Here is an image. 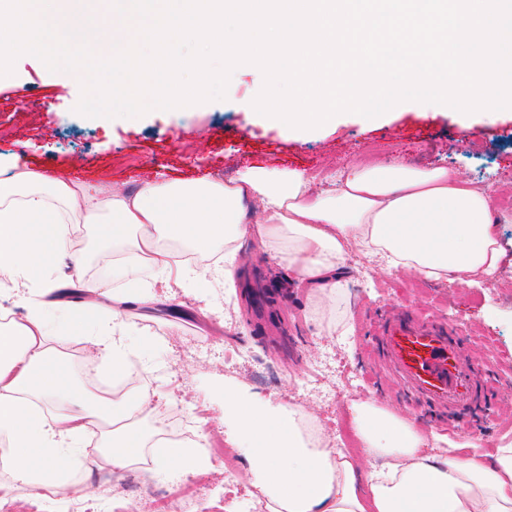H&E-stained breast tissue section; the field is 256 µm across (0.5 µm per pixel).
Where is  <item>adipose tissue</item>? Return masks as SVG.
Wrapping results in <instances>:
<instances>
[{"instance_id": "obj_1", "label": "adipose tissue", "mask_w": 512, "mask_h": 512, "mask_svg": "<svg viewBox=\"0 0 512 512\" xmlns=\"http://www.w3.org/2000/svg\"><path fill=\"white\" fill-rule=\"evenodd\" d=\"M493 221L489 193L444 167L395 161L353 167L335 189L321 192L304 172L265 168L228 183L157 179L129 192L54 182L18 158L0 159V277L20 297L30 286L54 292L52 272L63 253L74 284L102 295V284L84 276V254L68 247L75 224L94 225L99 240L112 246L113 272L128 280L149 267L186 277L165 247L173 239L205 251L224 248L231 259L233 243L254 237L326 305L334 326L346 316L350 247L429 282L461 274L491 281L507 256ZM126 304V295L113 294L110 315L92 326L86 309L68 316L111 365L117 385L131 382L154 344L150 337L140 348L125 343ZM47 309L29 303L24 322L0 327V434L10 441L0 464L25 497L58 495L65 484L60 463L68 457L101 458L117 473L146 455L166 476L174 456L184 470L209 467L205 445L176 450L146 431L154 412L149 396L131 390L118 400L82 398L50 343ZM44 400L55 404L54 412L42 410ZM349 410L365 454L380 463L365 485L355 462L322 447L308 413L225 386L223 417L236 429L237 447L248 451L249 478L270 512H512V441L487 458L433 452L412 422L371 399H356Z\"/></svg>"}]
</instances>
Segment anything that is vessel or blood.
Instances as JSON below:
<instances>
[{
	"mask_svg": "<svg viewBox=\"0 0 512 512\" xmlns=\"http://www.w3.org/2000/svg\"><path fill=\"white\" fill-rule=\"evenodd\" d=\"M379 334L391 362L419 397L447 406L469 397L472 372L449 341L447 325L427 327L404 317L385 322Z\"/></svg>",
	"mask_w": 512,
	"mask_h": 512,
	"instance_id": "1",
	"label": "vessel or blood"
}]
</instances>
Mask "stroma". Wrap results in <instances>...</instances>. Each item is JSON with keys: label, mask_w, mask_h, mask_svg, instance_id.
Returning a JSON list of instances; mask_svg holds the SVG:
<instances>
[{"label": "stroma", "mask_w": 512, "mask_h": 512, "mask_svg": "<svg viewBox=\"0 0 512 512\" xmlns=\"http://www.w3.org/2000/svg\"><path fill=\"white\" fill-rule=\"evenodd\" d=\"M263 84L260 68L243 66L233 71L225 99L152 110L134 121L88 118L75 111L80 80L67 71H49L24 54L12 77L0 79V127L10 132L0 140V157L21 156L52 179L129 191L160 177L210 176L227 182L252 166L305 172L314 176L319 191L334 188L355 165L396 159L445 167L493 192L502 205L496 232L512 241V109L464 114L408 101L375 118L342 113L333 123L290 132L253 108ZM347 264V325L340 333L329 331L314 314L309 290L297 285L284 263L250 238L240 242L232 266L215 260L203 276L188 277L178 286H166L147 272L152 299L133 301L126 317L158 344L142 369L155 408L187 413L192 403H203L207 420L196 423L195 435L223 443L234 431L222 419L224 397L217 386L225 382L306 411L329 447L339 426L350 425L348 407L358 398L373 399L425 434L475 444L483 456L492 454L502 438L512 439V266L497 281L472 285L436 284L391 272L355 247ZM53 298L51 343L62 352L78 350L69 364L78 385L90 390L103 380L102 359L86 337L71 335L64 313L81 306V294L69 287ZM401 314L433 315L455 329L478 384L468 426L449 431L408 411L402 382L381 345L366 334L369 325ZM231 347L249 349L255 362L225 363L224 352ZM272 362L278 365L274 376L265 372ZM314 369L317 381L304 385ZM66 477L80 512H102L110 502L123 512H147L148 503L171 488L149 469L115 473L103 461L89 469L72 464ZM181 480L198 492L188 512H239L246 494L258 504L266 502L246 473L226 474L217 457L207 474L185 473Z\"/></svg>", "instance_id": "35a3bbf8"}]
</instances>
